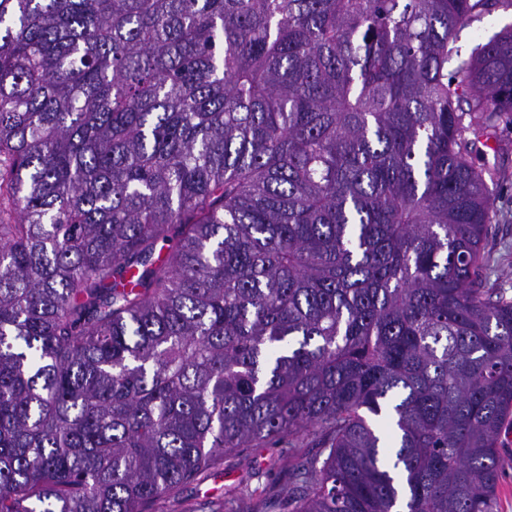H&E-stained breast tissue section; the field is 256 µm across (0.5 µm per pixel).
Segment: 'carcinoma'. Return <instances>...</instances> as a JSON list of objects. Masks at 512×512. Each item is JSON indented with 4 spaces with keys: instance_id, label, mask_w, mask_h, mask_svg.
I'll return each instance as SVG.
<instances>
[{
    "instance_id": "1",
    "label": "carcinoma",
    "mask_w": 512,
    "mask_h": 512,
    "mask_svg": "<svg viewBox=\"0 0 512 512\" xmlns=\"http://www.w3.org/2000/svg\"><path fill=\"white\" fill-rule=\"evenodd\" d=\"M512 0H0V512H497L512 298L475 141ZM511 24L512 9L510 8L496 10L483 16L480 20L462 26L457 33L456 40L451 44L453 51L448 60V74L454 72L457 54L461 57H468L476 44L487 42ZM310 448H299V455L288 458L280 445L259 448H241L227 455L214 470L201 476L194 484L181 488L160 506L164 512H209V503L233 496L240 487L260 493L281 485L291 469L304 454L317 448L307 440Z\"/></svg>"
}]
</instances>
